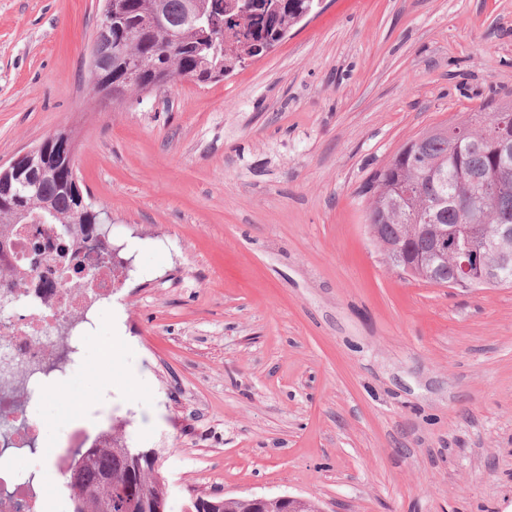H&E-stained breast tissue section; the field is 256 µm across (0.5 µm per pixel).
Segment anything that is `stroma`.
Listing matches in <instances>:
<instances>
[{
    "mask_svg": "<svg viewBox=\"0 0 512 512\" xmlns=\"http://www.w3.org/2000/svg\"><path fill=\"white\" fill-rule=\"evenodd\" d=\"M103 0H0V166L50 135L131 272L111 417L191 496L512 512V286L388 266L362 188L411 138L512 100V0H322L260 60L122 106L89 85Z\"/></svg>",
    "mask_w": 512,
    "mask_h": 512,
    "instance_id": "stroma-1",
    "label": "stroma"
}]
</instances>
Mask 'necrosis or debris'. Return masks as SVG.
Masks as SVG:
<instances>
[{
  "instance_id": "obj_1",
  "label": "necrosis or debris",
  "mask_w": 512,
  "mask_h": 512,
  "mask_svg": "<svg viewBox=\"0 0 512 512\" xmlns=\"http://www.w3.org/2000/svg\"><path fill=\"white\" fill-rule=\"evenodd\" d=\"M38 229L50 227L28 224L17 236L25 283L0 275V512H66L68 478L34 407L90 372L87 337L130 271L111 235L100 234L78 248L74 274L30 251Z\"/></svg>"
}]
</instances>
